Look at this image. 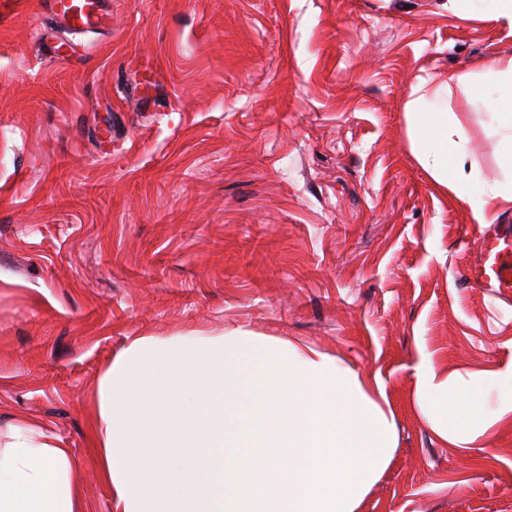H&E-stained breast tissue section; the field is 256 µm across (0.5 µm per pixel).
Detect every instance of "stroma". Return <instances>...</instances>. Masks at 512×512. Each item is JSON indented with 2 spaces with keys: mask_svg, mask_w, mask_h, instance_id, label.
<instances>
[{
  "mask_svg": "<svg viewBox=\"0 0 512 512\" xmlns=\"http://www.w3.org/2000/svg\"><path fill=\"white\" fill-rule=\"evenodd\" d=\"M36 2L0 0V427L60 438L109 512L90 421L112 357L241 330L384 386L396 444L357 512H512V425L460 448L421 411L422 361L512 369V306L466 281L471 202L406 115L447 85L489 199L512 177L475 87L512 25L471 0H112L110 32L51 59Z\"/></svg>",
  "mask_w": 512,
  "mask_h": 512,
  "instance_id": "35a3bbf8",
  "label": "stroma"
}]
</instances>
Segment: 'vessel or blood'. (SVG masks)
Listing matches in <instances>:
<instances>
[{"mask_svg": "<svg viewBox=\"0 0 512 512\" xmlns=\"http://www.w3.org/2000/svg\"><path fill=\"white\" fill-rule=\"evenodd\" d=\"M38 36L65 33L52 46L54 55L72 52V36L103 34L112 23V0H38ZM475 245L465 269L468 282L490 298L512 299V225L475 224L466 230Z\"/></svg>", "mask_w": 512, "mask_h": 512, "instance_id": "1", "label": "vessel or blood"}]
</instances>
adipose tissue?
I'll list each match as a JSON object with an SVG mask.
<instances>
[{
	"mask_svg": "<svg viewBox=\"0 0 512 512\" xmlns=\"http://www.w3.org/2000/svg\"><path fill=\"white\" fill-rule=\"evenodd\" d=\"M481 87L512 171V56ZM419 161L456 188L468 133L440 98L408 114ZM420 400L451 443L512 420L497 374L417 373ZM396 423L381 385L315 350L255 344L246 332L141 338L99 379L93 442L112 512H355L385 469ZM71 456L56 436L16 418L0 439V512H80Z\"/></svg>",
	"mask_w": 512,
	"mask_h": 512,
	"instance_id": "1",
	"label": "adipose tissue"
}]
</instances>
